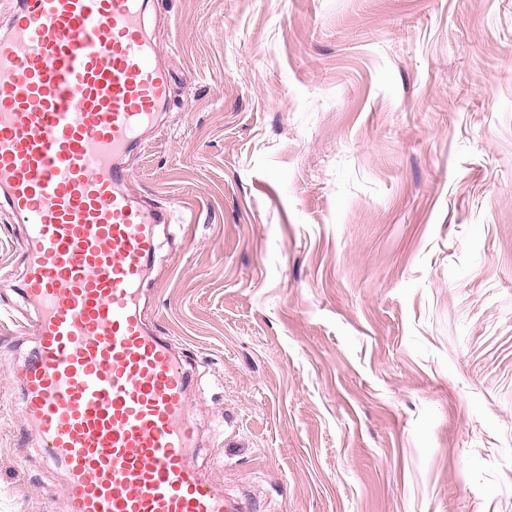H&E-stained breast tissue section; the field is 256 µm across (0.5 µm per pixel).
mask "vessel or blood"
<instances>
[{"label": "vessel or blood", "instance_id": "obj_1", "mask_svg": "<svg viewBox=\"0 0 512 512\" xmlns=\"http://www.w3.org/2000/svg\"><path fill=\"white\" fill-rule=\"evenodd\" d=\"M146 0H16L0 32V204L25 227L38 342L21 417L66 473L69 512H247L197 467L192 373L140 284L166 211L128 160L169 104Z\"/></svg>", "mask_w": 512, "mask_h": 512}]
</instances>
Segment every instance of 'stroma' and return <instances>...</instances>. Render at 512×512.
I'll return each mask as SVG.
<instances>
[{
    "label": "stroma",
    "mask_w": 512,
    "mask_h": 512,
    "mask_svg": "<svg viewBox=\"0 0 512 512\" xmlns=\"http://www.w3.org/2000/svg\"><path fill=\"white\" fill-rule=\"evenodd\" d=\"M171 74L130 192L193 365L196 463L250 512H512V0H155ZM0 208V512H68L16 374Z\"/></svg>",
    "instance_id": "35a3bbf8"
}]
</instances>
